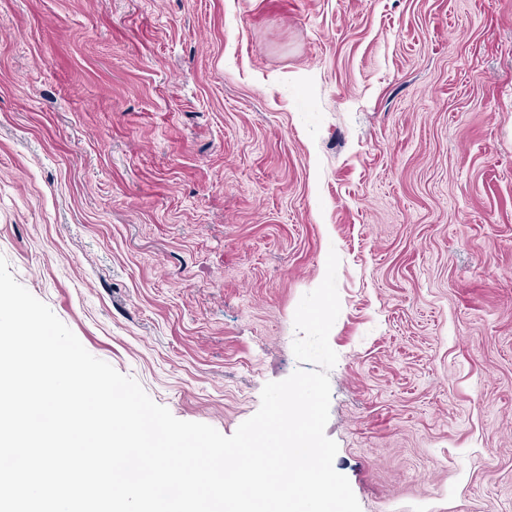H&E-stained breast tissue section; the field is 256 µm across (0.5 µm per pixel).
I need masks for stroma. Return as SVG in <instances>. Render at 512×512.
Instances as JSON below:
<instances>
[{"label":"stroma","mask_w":512,"mask_h":512,"mask_svg":"<svg viewBox=\"0 0 512 512\" xmlns=\"http://www.w3.org/2000/svg\"><path fill=\"white\" fill-rule=\"evenodd\" d=\"M337 252L362 512H512V0H0V256L232 435Z\"/></svg>","instance_id":"obj_1"}]
</instances>
